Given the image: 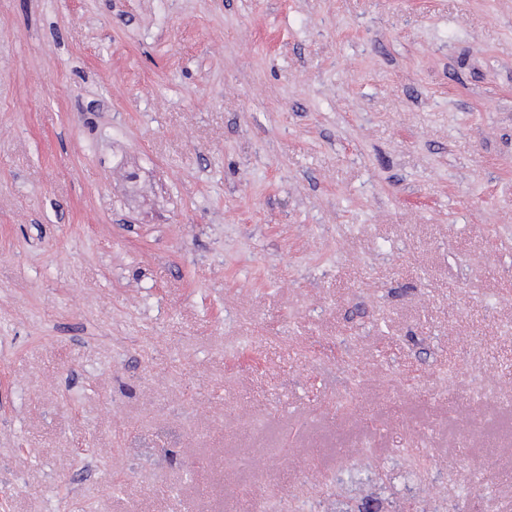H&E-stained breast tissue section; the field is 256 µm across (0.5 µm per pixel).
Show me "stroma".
<instances>
[{
  "label": "stroma",
  "instance_id": "35a3bbf8",
  "mask_svg": "<svg viewBox=\"0 0 512 512\" xmlns=\"http://www.w3.org/2000/svg\"><path fill=\"white\" fill-rule=\"evenodd\" d=\"M402 498L512 512V0H0V512Z\"/></svg>",
  "mask_w": 512,
  "mask_h": 512
}]
</instances>
